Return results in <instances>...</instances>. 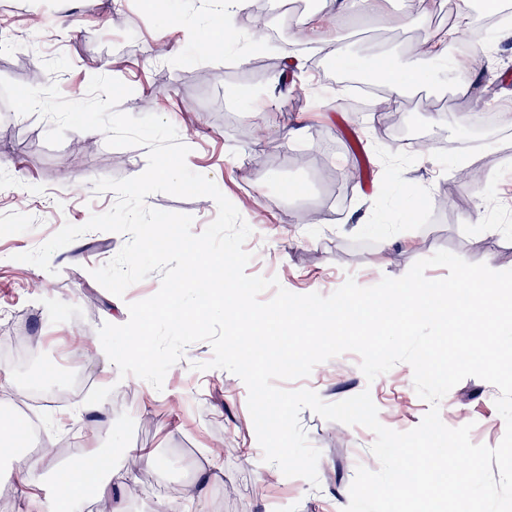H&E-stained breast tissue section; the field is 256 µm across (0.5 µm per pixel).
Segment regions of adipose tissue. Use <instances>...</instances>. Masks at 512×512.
I'll use <instances>...</instances> for the list:
<instances>
[{"instance_id":"obj_1","label":"adipose tissue","mask_w":512,"mask_h":512,"mask_svg":"<svg viewBox=\"0 0 512 512\" xmlns=\"http://www.w3.org/2000/svg\"><path fill=\"white\" fill-rule=\"evenodd\" d=\"M364 70L369 80L385 87L395 101L402 99L409 87L427 78L426 72L417 65L399 69L380 58L365 62ZM0 458L13 460L16 465V480L26 503V512H57L58 504L75 503L89 487L84 478L88 460L79 457L56 479L53 493H46L39 472L51 468V461L45 458L29 460L16 447L11 425L4 422L0 423Z\"/></svg>"}]
</instances>
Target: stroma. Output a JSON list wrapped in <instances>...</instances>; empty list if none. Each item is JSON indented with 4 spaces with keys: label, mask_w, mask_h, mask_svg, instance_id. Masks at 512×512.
<instances>
[{
    "label": "stroma",
    "mask_w": 512,
    "mask_h": 512,
    "mask_svg": "<svg viewBox=\"0 0 512 512\" xmlns=\"http://www.w3.org/2000/svg\"><path fill=\"white\" fill-rule=\"evenodd\" d=\"M317 30L251 10L237 17L241 43L251 59L286 62L285 80L265 77L240 64L233 48L219 49L191 36L192 28L216 22L203 0H0V78L30 86L56 85L72 101L86 97L93 76L113 77L131 93L118 106L134 117L168 120L190 152L188 168L212 179L235 205L252 233L246 274L277 279L295 294H332L354 278L370 287L404 276L418 260L446 250L496 271L512 270V208L501 185L512 180V122L482 123L485 107L512 105V40L494 42L484 69L422 58V42L435 19H421L411 0H388L374 19L338 14L336 0H319ZM338 41L360 65L373 58L403 67L419 62L431 86L446 100L432 107L402 100L394 112L414 123L425 142L406 150L396 137L376 134L373 114L326 98L335 70H322V45ZM294 58H284L283 46ZM50 121L38 114L0 112V382L5 403L43 385L36 408L42 414L38 448L52 449L56 471L70 457L58 444L83 456L112 458L129 469L124 451L153 449L160 469L135 471V491L126 512H162L174 489L193 512H342L350 500L357 466L375 471L374 433L360 425L328 421L302 410L300 424L318 448V485L285 477L265 462L248 410V389L236 375L209 368L210 343L187 346L166 373L162 389L120 376L108 359L99 328L128 321V305L155 295L159 273L131 285L118 297L92 272L109 262L128 237L87 232L55 251L50 270L17 261L65 224H85L109 210L116 197L95 194L100 178L126 179L146 169L147 150L114 148L98 131H67L61 144L46 141ZM298 131L295 139L286 138ZM480 141L478 180L458 178L456 145ZM357 170L360 180L349 182ZM149 207L190 215L199 234L216 218L209 197L154 193ZM479 223H469L473 211ZM306 216L303 224L294 215ZM32 336L34 366L20 371L3 351L14 337ZM80 366L93 389L62 396L66 375ZM286 389H310L327 403L369 391L382 425L415 428L430 405L413 385V370L400 363L367 381L360 357L344 353L314 367ZM499 390L477 378L463 379L441 400L442 422L471 425L473 443L497 446L505 421L496 408ZM217 464L223 484L200 492L197 471Z\"/></svg>",
    "instance_id": "1"
}]
</instances>
